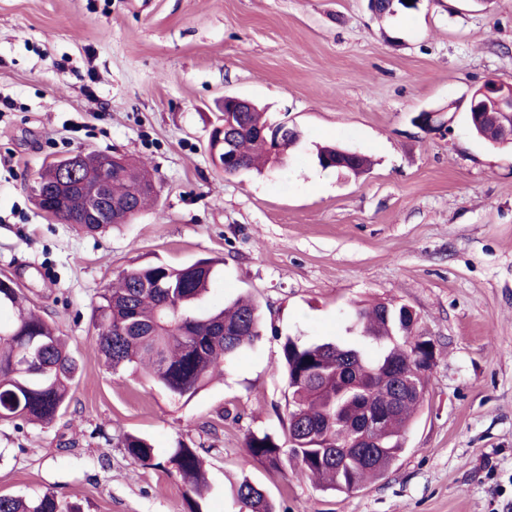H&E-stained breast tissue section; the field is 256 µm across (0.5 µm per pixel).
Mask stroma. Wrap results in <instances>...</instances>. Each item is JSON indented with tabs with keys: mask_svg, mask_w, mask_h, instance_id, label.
<instances>
[{
	"mask_svg": "<svg viewBox=\"0 0 512 512\" xmlns=\"http://www.w3.org/2000/svg\"><path fill=\"white\" fill-rule=\"evenodd\" d=\"M512 85V0H421L378 22L367 0H0V276L54 321L82 365L52 425L0 423V493L82 512H184L162 464L198 450L202 512H237L260 486L276 512H502L512 501V149L476 138L467 100ZM288 121L283 164L227 176L209 139L225 96ZM443 112L448 134L416 127ZM371 157L325 171L317 146ZM121 155L160 187L128 224L90 235L35 205L28 179L76 153ZM215 263L206 307L240 295L262 336L187 401L112 374L93 308L125 269ZM410 307L435 359L405 450L335 494L251 459V432L283 435L281 342L348 338L355 309ZM147 437L156 465L129 457ZM122 442L134 461L142 465H151L154 460V448L146 438L134 434H124Z\"/></svg>",
	"mask_w": 512,
	"mask_h": 512,
	"instance_id": "35a3bbf8",
	"label": "stroma"
}]
</instances>
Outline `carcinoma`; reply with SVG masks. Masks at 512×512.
Returning a JSON list of instances; mask_svg holds the SVG:
<instances>
[{"instance_id": "cac0c4a2", "label": "carcinoma", "mask_w": 512, "mask_h": 512, "mask_svg": "<svg viewBox=\"0 0 512 512\" xmlns=\"http://www.w3.org/2000/svg\"><path fill=\"white\" fill-rule=\"evenodd\" d=\"M407 11L401 0H381L375 14L392 18ZM472 131L486 142L498 140L503 121L512 117L503 112L468 115ZM235 160L224 174L235 176L260 171L272 158L261 137L269 125L257 109L236 117ZM319 166L358 174L368 165L367 157L351 155L338 146L318 150ZM105 154H86L81 178L97 180ZM146 169L136 164L112 169L110 193L116 208L104 224H79L85 233H99L123 223L128 200L142 210L150 195L132 197ZM59 211L74 215L85 211L83 196L73 194L57 203ZM213 280V263L198 260L178 266L149 265L121 271L104 289L94 311L98 336L96 346L103 366L114 374L140 369L154 385L175 400H188L211 378L224 370L226 361L261 337V316L257 303L241 297L214 309L201 306ZM401 309L378 304L355 311L362 337L377 345L370 353L359 345L336 342H301L290 336L282 343L281 370L291 391L288 422L315 431L288 435L281 441L273 435L251 432L247 454L272 468L284 456L296 461L297 474L313 481L323 491L337 494L358 488L367 478L386 472L404 449V434L411 418L423 402L428 375L417 360L416 346L397 326ZM356 356L355 374L369 409L391 406L381 388L383 361L401 362L411 384L419 391L402 398L391 423L371 432L359 448H338L342 431L330 418L336 414V374L344 351ZM80 370L56 326L24 306V296L16 283L0 278V422L22 421L41 426L53 424L68 405L71 387ZM124 448L136 462L149 465L154 448L144 437L125 434ZM169 472L185 487L186 512H200L197 498L207 488L203 461L194 448L181 445L166 461ZM239 512H276L265 491L245 480L234 490ZM0 512H80L63 504L52 493L28 498L0 494Z\"/></svg>"}]
</instances>
